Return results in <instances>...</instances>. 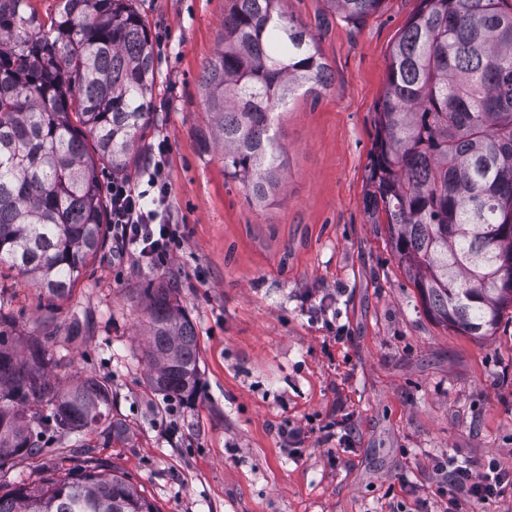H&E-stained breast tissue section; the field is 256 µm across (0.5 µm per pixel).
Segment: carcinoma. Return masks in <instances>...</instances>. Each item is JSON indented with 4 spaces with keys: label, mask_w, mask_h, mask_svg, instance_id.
Returning a JSON list of instances; mask_svg holds the SVG:
<instances>
[{
    "label": "carcinoma",
    "mask_w": 512,
    "mask_h": 512,
    "mask_svg": "<svg viewBox=\"0 0 512 512\" xmlns=\"http://www.w3.org/2000/svg\"><path fill=\"white\" fill-rule=\"evenodd\" d=\"M359 22L383 0H327ZM389 52L367 176L374 223L430 315L464 336H492L512 290V0H417ZM153 43L133 0H0V267L56 298L71 294L111 224L98 171L127 174L153 122ZM210 134L224 175L265 205L286 159L277 111L319 97L332 75L286 0H231L221 47L202 70ZM152 389L195 394V326L164 283L143 289ZM0 312V466L40 452L32 425L120 435L108 388L92 376L62 388L36 341L8 345ZM0 512H160L126 475L96 464L0 491Z\"/></svg>",
    "instance_id": "1"
}]
</instances>
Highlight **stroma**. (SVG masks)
I'll return each mask as SVG.
<instances>
[{
  "label": "stroma",
  "instance_id": "obj_1",
  "mask_svg": "<svg viewBox=\"0 0 512 512\" xmlns=\"http://www.w3.org/2000/svg\"><path fill=\"white\" fill-rule=\"evenodd\" d=\"M154 43L156 111L127 179L145 189L163 158L182 248L136 263L106 243L71 294L49 299L0 270L11 343L49 340L70 387L93 376L125 440L49 428L42 452L0 468V484L92 463L126 474L160 512H444L436 470L453 457L512 471V322L476 339L437 323L364 205L374 112L389 49L417 0H383L352 25L326 0H287L334 82L297 99L277 126L284 186L253 204L224 174L201 68L230 0H135ZM173 288L193 322L200 382L169 405L147 382L143 290ZM83 330L69 338L68 325ZM297 429L284 441L283 427Z\"/></svg>",
  "mask_w": 512,
  "mask_h": 512
}]
</instances>
